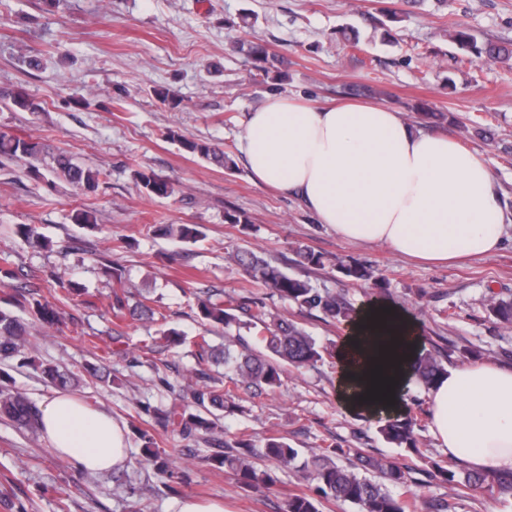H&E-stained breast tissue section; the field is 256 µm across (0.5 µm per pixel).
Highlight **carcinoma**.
<instances>
[{
	"instance_id": "obj_1",
	"label": "carcinoma",
	"mask_w": 512,
	"mask_h": 512,
	"mask_svg": "<svg viewBox=\"0 0 512 512\" xmlns=\"http://www.w3.org/2000/svg\"><path fill=\"white\" fill-rule=\"evenodd\" d=\"M453 42L466 53L468 60L508 61L512 59V44H501L490 40L480 42L466 28H457L450 33ZM239 51L268 73L275 68L266 48L253 41L237 42ZM0 100L28 112H41L43 107L21 91L0 92ZM169 138L179 142L183 149L228 171L234 169V162L228 153L210 144L189 139L176 131H169ZM0 157L8 160H24L30 164L38 178L52 185L63 179L75 190L92 193L97 190L102 176L98 169L76 163L68 152H49L45 146L32 139L0 134ZM44 163V170L37 169L33 162ZM137 183L149 197H167L171 193L170 182L144 170L134 171ZM157 231L180 242H197L204 236L196 224H160ZM15 233L31 247H46L44 239L35 226L18 224ZM236 266L241 267L251 281L271 289L280 299L288 301L305 311H318L324 318L338 324L354 320V310L327 291L313 286L307 279L288 274L271 264L254 251L241 250L229 255ZM336 268L350 281L361 285L377 286L385 280L382 272L354 260L336 261ZM81 289L74 283L67 288L54 290V295L43 294L41 287L33 286L21 297L15 299V306L29 309L37 321L49 326L60 327L74 324V317L66 318L60 305L69 303L80 295ZM131 295L126 287L112 291V317L117 322L130 318L159 326L160 338L171 345L181 343V333L168 327L167 316L152 307L146 299L130 302ZM202 319L224 328V352L219 354L209 344L207 337L195 341L198 358L205 363L222 364L233 376L228 384L212 386L207 383V373L199 369L185 377L182 393L174 398L163 410L156 412L155 419L167 431L184 439L206 436L210 447L207 455L209 465L217 471L233 473L246 486L271 484L272 475L260 471L255 459L262 455L286 468L296 461L299 450L288 444L283 437L272 435L266 438L262 453L243 439L229 441L224 438L222 419L224 413L237 408L236 390L247 383L258 389H276L282 383V364L300 369L311 366L322 359L319 346L298 323L270 313L262 302H247L220 291L208 294L198 302ZM488 316L506 328L512 327V296L502 295L490 300ZM16 359L22 364L31 362L28 351V324L13 311L0 306V360ZM43 379L65 391L75 388L88 379L100 381L102 376L94 366H86L83 373L64 371L58 366L41 363L34 366ZM447 370L442 360L432 353H419L413 367L414 381L423 387L430 386ZM423 407L415 412L392 417L380 426L379 433L388 443L417 450L419 440L416 430L420 428ZM0 420L11 423L36 438L40 432L41 411L22 391L10 383L8 375L0 376ZM142 447L149 460L155 462L161 472L169 471V457L158 450V442L147 430L140 431ZM341 457L348 463L340 465ZM431 475L448 483L451 495L460 496L469 491L495 490L502 495L512 496V473L490 476L471 470L459 476L448 465L439 462L431 464ZM301 479L315 485L316 495L297 493L290 498L282 512H320L318 498L337 502H348L356 512H407L416 507L417 494L413 491L416 481L407 466L395 459L371 458L359 452L338 448L329 444L303 463ZM401 488L408 498L395 497L391 488Z\"/></svg>"
}]
</instances>
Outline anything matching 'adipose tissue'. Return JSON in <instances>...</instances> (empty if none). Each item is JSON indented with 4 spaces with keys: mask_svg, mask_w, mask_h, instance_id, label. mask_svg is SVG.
<instances>
[{
    "mask_svg": "<svg viewBox=\"0 0 512 512\" xmlns=\"http://www.w3.org/2000/svg\"><path fill=\"white\" fill-rule=\"evenodd\" d=\"M241 150L255 183L296 197L348 243L450 266L497 252L512 228L478 153L381 104L321 106L271 95L250 112ZM419 352L401 311L382 302L367 307L337 348L341 407L366 416L404 412ZM428 404L439 447L472 469L512 472V367L486 362L450 371L431 385ZM41 435L86 472L128 460L121 423L67 392L42 405Z\"/></svg>",
    "mask_w": 512,
    "mask_h": 512,
    "instance_id": "adipose-tissue-1",
    "label": "adipose tissue"
}]
</instances>
